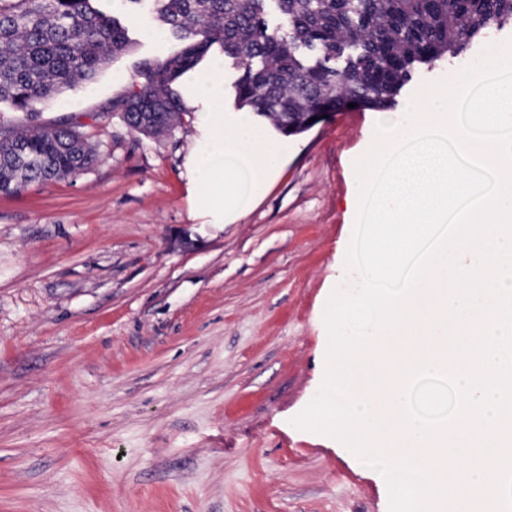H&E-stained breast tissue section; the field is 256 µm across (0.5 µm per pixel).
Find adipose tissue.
Wrapping results in <instances>:
<instances>
[{
	"mask_svg": "<svg viewBox=\"0 0 512 512\" xmlns=\"http://www.w3.org/2000/svg\"><path fill=\"white\" fill-rule=\"evenodd\" d=\"M191 80L213 107L208 149L195 162L196 180L208 205L223 208L228 216L243 214L279 174L288 146L270 138L248 116L224 113L219 72L195 74Z\"/></svg>",
	"mask_w": 512,
	"mask_h": 512,
	"instance_id": "adipose-tissue-1",
	"label": "adipose tissue"
}]
</instances>
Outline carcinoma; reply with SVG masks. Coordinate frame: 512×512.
Returning <instances> with one entry per match:
<instances>
[{
  "instance_id": "cac0c4a2",
  "label": "carcinoma",
  "mask_w": 512,
  "mask_h": 512,
  "mask_svg": "<svg viewBox=\"0 0 512 512\" xmlns=\"http://www.w3.org/2000/svg\"><path fill=\"white\" fill-rule=\"evenodd\" d=\"M94 0H0V103L30 119L62 90H77L130 45L128 29ZM183 42L145 60L138 81L112 99L131 129L159 137L182 124L174 89L216 46L240 76L239 106L285 133L312 115L353 103L386 109L414 69L458 58L491 29L512 28V0H154ZM280 21L269 26V9ZM97 155L66 122L19 127L0 122V192L64 180Z\"/></svg>"
}]
</instances>
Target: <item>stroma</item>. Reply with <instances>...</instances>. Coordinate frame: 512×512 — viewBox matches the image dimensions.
I'll use <instances>...</instances> for the list:
<instances>
[{"instance_id":"stroma-1","label":"stroma","mask_w":512,"mask_h":512,"mask_svg":"<svg viewBox=\"0 0 512 512\" xmlns=\"http://www.w3.org/2000/svg\"><path fill=\"white\" fill-rule=\"evenodd\" d=\"M97 7L129 27V51L36 121L70 119L98 162L0 193V512H388L372 469L292 424L321 387L331 292L359 282L348 203L381 111L288 136L257 117L288 161L225 219L195 181L210 105L188 78L165 137L111 109L141 60L180 42L152 0ZM455 70L416 73L392 114Z\"/></svg>"}]
</instances>
